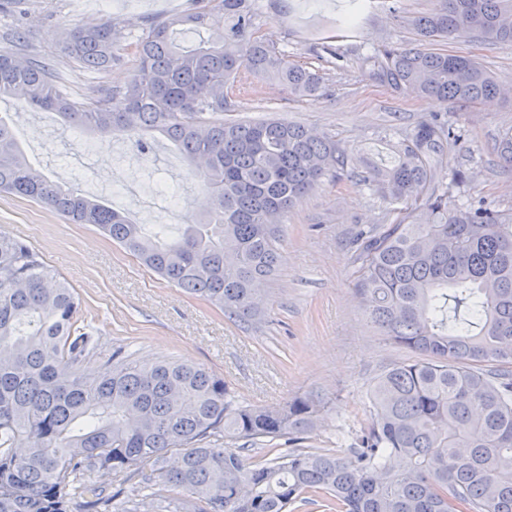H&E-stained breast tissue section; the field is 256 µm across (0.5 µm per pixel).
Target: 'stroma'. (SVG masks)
Instances as JSON below:
<instances>
[{"instance_id": "stroma-1", "label": "stroma", "mask_w": 512, "mask_h": 512, "mask_svg": "<svg viewBox=\"0 0 512 512\" xmlns=\"http://www.w3.org/2000/svg\"><path fill=\"white\" fill-rule=\"evenodd\" d=\"M336 2L256 0L261 33L290 62L318 71L326 94L294 98L277 81L256 82L237 117L258 121L275 115L335 134L348 167L315 186L283 220L279 264L264 283L263 313L245 322L183 293L114 244L95 225L71 224L47 207L0 193V234L34 247L80 295L96 318L99 355L83 369L123 347L135 359L181 360L223 378L240 405L283 404L298 396L320 400L324 412L301 442L302 450L343 452L348 438L370 417L368 391L378 374L411 359L389 343L367 317L355 290L352 240L362 229L389 223L390 206L363 182L362 157L389 155L421 120L447 117L463 138L445 147L438 181L453 199L482 198L512 214V167L497 152L512 130V95L459 106L419 97L372 80L362 66L372 48L415 46L411 17L431 12L436 0H373L347 37H336ZM192 0H15L0 10V49L36 57L59 68L70 98L92 95L103 78L66 58L67 31L112 17L125 38L144 20L186 13ZM334 36L340 60L316 57L317 39ZM446 50L478 59L512 86V45L479 40L449 42ZM15 136L27 157L48 176L84 195L112 204L139 224H193L203 194L182 155L165 139L140 154L129 138L82 137L53 112L19 110ZM110 162H102L103 148Z\"/></svg>"}]
</instances>
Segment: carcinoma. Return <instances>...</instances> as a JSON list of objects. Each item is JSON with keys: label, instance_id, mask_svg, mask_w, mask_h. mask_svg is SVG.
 Returning a JSON list of instances; mask_svg holds the SVG:
<instances>
[{"label": "carcinoma", "instance_id": "carcinoma-1", "mask_svg": "<svg viewBox=\"0 0 512 512\" xmlns=\"http://www.w3.org/2000/svg\"><path fill=\"white\" fill-rule=\"evenodd\" d=\"M363 8L348 0L341 26ZM423 41L364 56L372 79L460 106L504 94L475 59L434 42L512 44V0H438L410 20ZM198 32L190 47L178 28ZM62 50L91 71L134 57L120 87L73 100L37 58L0 51V100L61 116L100 138H134L147 154L164 137L190 165L209 203L184 230L137 224L40 172L0 115V192L93 224L144 265L231 318L265 304L260 285L278 264L281 223L349 158L333 136L280 118L244 122L228 89L242 72L295 97L323 91L319 73L293 64L259 35L253 0H195L193 11L146 21L124 43L112 20L72 28ZM460 135L438 116L420 122L366 179L393 223L356 236V291L393 344L419 359L384 370L370 419L342 454L295 447L321 420L317 401L240 406L203 368L140 363L122 348L95 375L82 372L98 342L82 301L27 243L0 234V512H111L105 477L134 467L137 502L151 483L180 490L174 512H289L322 499L330 512H512V217L470 199L448 202L436 167ZM275 440L292 448L248 464L217 440Z\"/></svg>", "mask_w": 512, "mask_h": 512}]
</instances>
